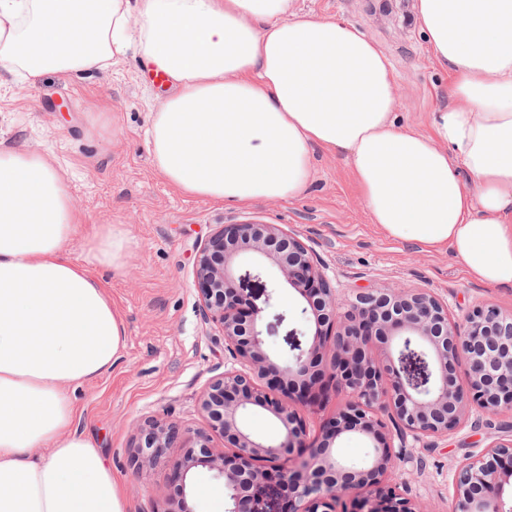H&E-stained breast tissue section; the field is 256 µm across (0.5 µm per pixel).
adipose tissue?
I'll use <instances>...</instances> for the list:
<instances>
[{"instance_id":"ef3b65f1","label":"adipose tissue","mask_w":512,"mask_h":512,"mask_svg":"<svg viewBox=\"0 0 512 512\" xmlns=\"http://www.w3.org/2000/svg\"><path fill=\"white\" fill-rule=\"evenodd\" d=\"M450 105L404 127L386 56L294 0H0V71L83 73L138 53L174 92L147 131L176 191L247 206L301 197L311 152L343 154L371 221L451 248L476 281L512 286V0H418ZM49 154L0 144V512H127L112 468L74 428L75 389L111 368L124 321V225L85 239Z\"/></svg>"}]
</instances>
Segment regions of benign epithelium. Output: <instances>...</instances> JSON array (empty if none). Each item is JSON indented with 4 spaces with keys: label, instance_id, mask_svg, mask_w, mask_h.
Segmentation results:
<instances>
[{
    "label": "benign epithelium",
    "instance_id": "7a95c632",
    "mask_svg": "<svg viewBox=\"0 0 512 512\" xmlns=\"http://www.w3.org/2000/svg\"><path fill=\"white\" fill-rule=\"evenodd\" d=\"M258 278L266 265L305 303L315 323L307 348L281 363L269 354L262 308L234 288L239 263ZM195 282L202 318L216 326L235 365L200 396L209 430L185 429L192 445L170 461L181 496L193 469L224 480L227 512H419L393 483L409 461L406 439L443 438L471 414L512 417V310L479 303L457 322L430 293L383 285L347 299L331 288L313 255L277 224H230L199 251ZM466 364L465 382L456 368ZM341 398L321 436L308 444L294 405H312L328 391ZM263 409L284 426L279 440H259L242 417ZM366 437L372 448L361 466L336 457L337 439ZM224 447L211 446L212 434ZM180 429L153 419L139 431L131 456L146 475ZM512 438L491 441L463 458L453 478L452 512H512Z\"/></svg>",
    "mask_w": 512,
    "mask_h": 512
}]
</instances>
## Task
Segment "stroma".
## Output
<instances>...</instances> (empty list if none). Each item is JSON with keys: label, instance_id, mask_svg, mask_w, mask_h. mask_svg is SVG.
<instances>
[{"label": "stroma", "instance_id": "35a3bbf8", "mask_svg": "<svg viewBox=\"0 0 512 512\" xmlns=\"http://www.w3.org/2000/svg\"><path fill=\"white\" fill-rule=\"evenodd\" d=\"M416 0H296L299 13L346 21L388 57L400 87L402 124L427 128L431 112L448 103V71L430 57ZM172 92L152 78L138 54L117 65L37 77L0 73V143L54 154L87 233L122 224L132 243L108 290L126 327V346L111 370L76 388V426L92 436L122 484L128 512H226L224 482L207 467L193 472L180 496L168 461L139 482L129 447L139 427L159 417L205 428L199 399L232 359L216 328L200 316L194 268L200 248L227 224H277L298 238L339 295L388 282L422 289L462 319L475 304L512 308V287L468 276L452 250L430 251L385 235L370 214L343 155L312 153L307 193L299 199L258 201L248 207L180 194L156 170L146 131ZM244 293L270 295L261 314L267 350L287 361L289 344H309L315 331L300 297L282 287L276 268L239 283ZM512 435V418L473 414L443 439L408 441L412 461L396 482L421 512H449L458 463L498 437Z\"/></svg>", "mask_w": 512, "mask_h": 512}]
</instances>
